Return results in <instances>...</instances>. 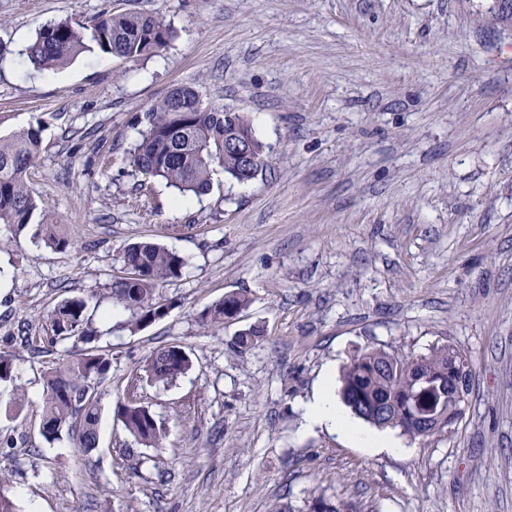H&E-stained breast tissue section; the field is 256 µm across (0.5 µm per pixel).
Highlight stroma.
Listing matches in <instances>:
<instances>
[{
	"instance_id": "stroma-1",
	"label": "stroma",
	"mask_w": 512,
	"mask_h": 512,
	"mask_svg": "<svg viewBox=\"0 0 512 512\" xmlns=\"http://www.w3.org/2000/svg\"><path fill=\"white\" fill-rule=\"evenodd\" d=\"M104 13L162 18L173 37L136 63L24 64L45 25ZM0 43V136L42 127L27 184L76 243L0 226V354L17 373L0 384V494L20 512H306L321 492L359 512H512V18L494 0H0ZM182 85L248 113L269 166L244 183L215 169L180 207L165 182L138 184L127 151ZM141 240L188 265L156 291L166 315L133 332L108 286ZM239 290L237 319L201 325ZM74 296L111 357L89 452L40 432L44 372L84 350L46 341ZM252 326L264 341L237 350ZM170 343L191 369L142 379ZM445 344L473 365L449 434L401 437L393 456L300 432L326 364ZM130 396L164 422L159 447L117 420ZM250 303L251 298L246 291L225 293L222 299L213 303L200 315V322L207 327L223 325L247 309Z\"/></svg>"
}]
</instances>
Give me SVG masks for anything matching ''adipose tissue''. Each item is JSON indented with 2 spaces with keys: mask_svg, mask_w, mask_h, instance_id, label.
<instances>
[{
  "mask_svg": "<svg viewBox=\"0 0 512 512\" xmlns=\"http://www.w3.org/2000/svg\"><path fill=\"white\" fill-rule=\"evenodd\" d=\"M333 369H326L321 387L301 407V429H322L343 436L372 453H402L400 443L390 434L368 429L351 418L332 389Z\"/></svg>",
  "mask_w": 512,
  "mask_h": 512,
  "instance_id": "adipose-tissue-1",
  "label": "adipose tissue"
}]
</instances>
